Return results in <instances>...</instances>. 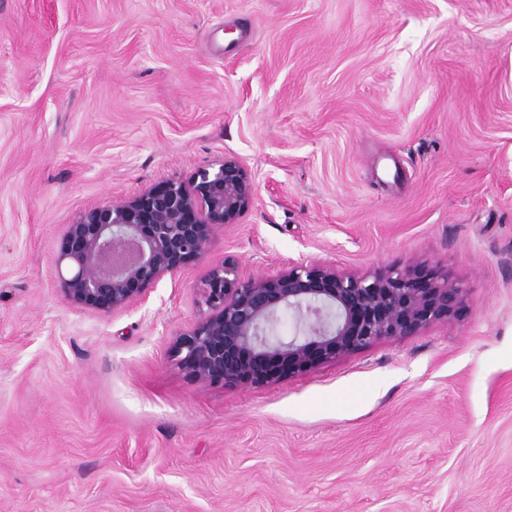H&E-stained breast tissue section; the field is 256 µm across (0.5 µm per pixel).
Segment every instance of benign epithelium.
<instances>
[{"instance_id":"obj_1","label":"benign epithelium","mask_w":512,"mask_h":512,"mask_svg":"<svg viewBox=\"0 0 512 512\" xmlns=\"http://www.w3.org/2000/svg\"><path fill=\"white\" fill-rule=\"evenodd\" d=\"M255 180L237 158L161 181L66 225L56 264L65 300L101 315L144 301L167 276L204 261L218 229L251 209ZM207 311L175 337L169 354L193 381L265 387L308 374L378 341L414 336L464 308L462 289L435 267L388 266L370 275L329 262L296 263L244 278L235 260L202 282ZM296 317L294 333L275 330Z\"/></svg>"}]
</instances>
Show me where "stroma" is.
<instances>
[{"label": "stroma", "mask_w": 512, "mask_h": 512, "mask_svg": "<svg viewBox=\"0 0 512 512\" xmlns=\"http://www.w3.org/2000/svg\"><path fill=\"white\" fill-rule=\"evenodd\" d=\"M240 223L143 303L66 224L224 157ZM438 265L464 311L257 388L188 379L201 282ZM0 512H512V0H0Z\"/></svg>", "instance_id": "obj_1"}]
</instances>
